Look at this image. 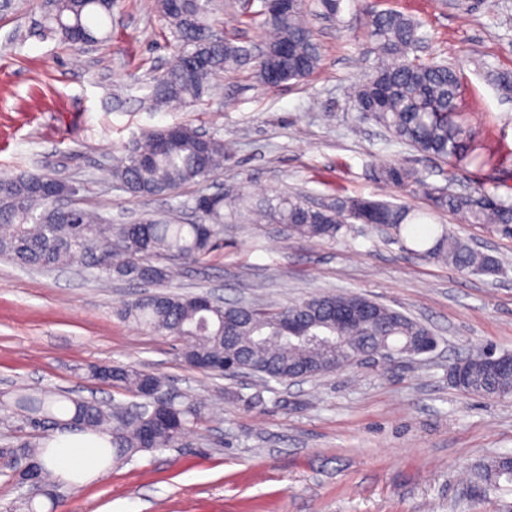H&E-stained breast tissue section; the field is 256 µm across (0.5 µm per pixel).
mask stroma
<instances>
[{
	"mask_svg": "<svg viewBox=\"0 0 512 512\" xmlns=\"http://www.w3.org/2000/svg\"><path fill=\"white\" fill-rule=\"evenodd\" d=\"M101 42L80 48L40 29L43 0L0 10V175L40 170L75 182L74 202L111 224L147 216L193 222L196 187L170 198L134 197L100 170L133 137L190 123L233 147L211 191L263 200L291 192L321 204L343 195L405 204L421 224L394 240L354 224L334 241L289 237L283 225L228 223L224 246L201 263L170 262L163 290L206 292L218 301L280 304L317 293L357 292L427 325L437 350L414 361H365L315 378L256 385L186 364L181 342L122 321L127 300L154 285H101L90 271L51 272L0 256V399L22 388L69 390L112 401L91 366L133 364L205 403L208 417L176 447L141 452L100 477L61 484V508L37 496L39 512H499L470 500L471 467L512 455V397L475 399L448 381V367L491 344L512 351V238L430 211L413 187L378 182L375 167L401 164L429 184L473 177L512 189V96L489 71L512 72V0H375V10L412 17L427 33V57L456 66L464 104L492 157L481 173L422 156L394 141L352 98L376 58L363 0H343L339 21L312 19L320 68L268 88L248 69L220 74L195 107L155 106L154 77L180 50L155 0H120ZM212 27L246 44L247 0H214ZM448 225L498 258L497 276H474L411 254L416 239Z\"/></svg>",
	"mask_w": 512,
	"mask_h": 512,
	"instance_id": "stroma-1",
	"label": "stroma"
}]
</instances>
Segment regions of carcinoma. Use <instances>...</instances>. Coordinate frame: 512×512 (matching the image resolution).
<instances>
[{
    "label": "carcinoma",
    "instance_id": "carcinoma-1",
    "mask_svg": "<svg viewBox=\"0 0 512 512\" xmlns=\"http://www.w3.org/2000/svg\"><path fill=\"white\" fill-rule=\"evenodd\" d=\"M117 0H48L45 33L64 43H96L103 27L112 22ZM324 18H336L342 0H315ZM157 8L181 45L176 63L155 78L152 101L157 105L197 103L211 89V79L244 66L255 80L279 86L302 80L320 65L321 55L305 14L308 0H298L288 12L270 15L265 5L252 16L266 33L265 54L254 59L253 48L218 39L209 23L212 0H157ZM369 36L377 62L370 76L354 90L359 114L369 112L398 142L415 151L455 165L482 168L490 161L475 130L468 123L462 98V74L456 67L417 52L426 40L421 25L403 14L384 11L368 16ZM229 153L224 141L190 124L154 127L132 140L106 169L108 180L136 197H168L185 186H197L194 203H203L199 222L181 224L169 218H146L137 224H105L81 207L56 208L52 194L68 193V181L40 171L0 177V255L23 267L53 271L70 264L96 270L102 282L112 279L162 283L168 268L152 259L201 261L217 246L224 219L254 224L269 219L288 228V235L307 241L334 240L348 224L364 216L402 235L407 225L424 214L405 206L363 198H338L314 208L299 194L281 195L255 205L243 193H210L206 183L224 170ZM377 181L396 186L415 185L424 190L432 206L448 213H463L472 224H487L512 236V197L475 181L457 192L434 187L422 174L399 165L374 170ZM418 258L448 263L462 271L495 276L498 259L463 242L448 227L423 249ZM204 293L158 292L124 302L119 317L136 326L185 342L182 355L188 364L216 375L253 371L261 381L286 384L328 372L332 350L327 342L346 339L347 353L355 356L388 347L407 351L414 341L432 332L401 311L361 295L322 293L280 305L228 303L209 307ZM360 302L370 304L375 316L355 328L336 326L333 312ZM301 319L304 337L288 334V316ZM236 329L224 332V320ZM90 377L104 380L139 398V401L104 404L67 391L20 394L0 400V422L16 415L28 434L8 443L23 463H35L40 477L48 475L43 456L49 429L111 436L112 464L132 460L141 451L175 446L194 425L206 420V406L188 395L171 394L157 409L155 422L144 411L148 390L170 394L167 381L134 365L112 363L90 368ZM459 391L476 398L512 396V373L494 374L472 366L466 387ZM512 485L507 457L481 465L475 483L487 494Z\"/></svg>",
    "mask_w": 512,
    "mask_h": 512
}]
</instances>
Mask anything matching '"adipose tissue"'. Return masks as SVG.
<instances>
[{
	"label": "adipose tissue",
	"instance_id": "ef3b65f1",
	"mask_svg": "<svg viewBox=\"0 0 512 512\" xmlns=\"http://www.w3.org/2000/svg\"><path fill=\"white\" fill-rule=\"evenodd\" d=\"M108 437H90L77 432L56 433L44 462L59 483H77L99 475L104 463L100 451L109 447Z\"/></svg>",
	"mask_w": 512,
	"mask_h": 512
}]
</instances>
